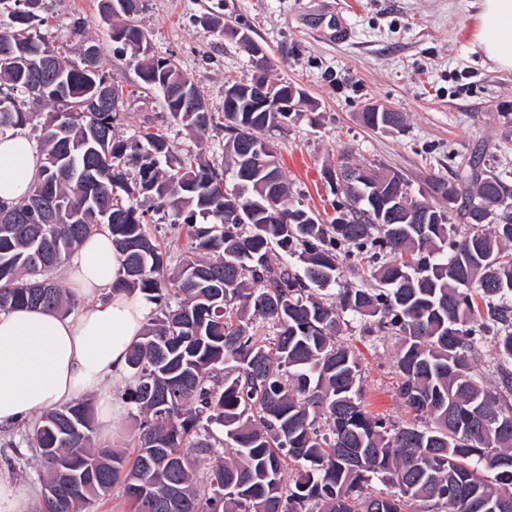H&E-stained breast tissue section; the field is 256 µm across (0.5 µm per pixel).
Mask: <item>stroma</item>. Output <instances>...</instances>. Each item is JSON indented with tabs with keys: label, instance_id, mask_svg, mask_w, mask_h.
<instances>
[{
	"label": "stroma",
	"instance_id": "obj_1",
	"mask_svg": "<svg viewBox=\"0 0 512 512\" xmlns=\"http://www.w3.org/2000/svg\"><path fill=\"white\" fill-rule=\"evenodd\" d=\"M353 31L337 43L321 0H144L138 22L152 54L173 58L198 87L211 111L224 109V78H250L251 58L229 31L247 32L268 53L269 77L305 90L317 109L276 134L283 174L295 198L334 218L335 197L323 179L339 153L362 164L375 161L399 171L412 189L429 175L453 178L478 153L512 184V72L496 70L474 46V0H334ZM45 37L66 62L81 65L86 43L97 44L103 75L119 89L113 133L130 139L143 127L163 130L176 155L202 154L223 167L224 132L205 137L172 120L157 90L140 87V56L117 48L111 25L94 0H43ZM227 25L220 33L212 19ZM380 102L403 113L402 132L380 134L358 118ZM351 320L343 335L362 366L369 411L403 424L410 415L397 396L396 339L361 333ZM24 425L0 430V478L39 495V463L21 442Z\"/></svg>",
	"mask_w": 512,
	"mask_h": 512
}]
</instances>
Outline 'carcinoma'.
<instances>
[{"instance_id":"cac0c4a2","label":"carcinoma","mask_w":512,"mask_h":512,"mask_svg":"<svg viewBox=\"0 0 512 512\" xmlns=\"http://www.w3.org/2000/svg\"><path fill=\"white\" fill-rule=\"evenodd\" d=\"M114 5L125 45L147 42L142 0H97L99 16L112 19ZM41 22L0 9V136L31 124L23 81L55 59L54 84L35 97L52 106L40 125L38 176L16 204L0 206L17 216L0 223V312L65 309L56 270L104 227L123 254L115 288L147 293L156 317L127 361L136 452L92 446L87 401L46 410L22 442L35 449L42 485L68 471L79 490L57 505L39 498L36 512H91L117 485L129 512H512V465L502 463L512 458V188L503 177L474 158L452 180L430 176L408 209L399 172L343 157L324 178L342 182L334 210L349 218L324 224L292 197L278 151L262 137L285 117L274 107L288 91L314 110L303 89L270 82L267 112L252 111L243 94L224 99L222 112H198L200 92L175 61L143 55L137 76L174 121L201 137L224 128L228 167L218 169L199 154L176 157L162 134L117 139L105 58L67 65ZM361 120L394 133L405 117L363 111ZM449 189L456 203L441 211ZM36 193L50 224L26 215ZM140 196L184 225L183 254L157 244ZM346 259L368 263L372 283L342 282ZM336 285L331 301L326 290ZM256 316L271 335L253 333ZM351 318L395 335L411 423L366 409L360 362L341 340ZM488 339L497 357L481 369L475 356ZM214 427L224 435L220 457ZM173 453L176 468L166 461ZM288 460L301 463L289 481ZM171 486L181 490L176 502Z\"/></svg>"}]
</instances>
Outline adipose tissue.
Segmentation results:
<instances>
[{
	"label": "adipose tissue",
	"mask_w": 512,
	"mask_h": 512,
	"mask_svg": "<svg viewBox=\"0 0 512 512\" xmlns=\"http://www.w3.org/2000/svg\"><path fill=\"white\" fill-rule=\"evenodd\" d=\"M475 44L499 70L512 71V0H478ZM39 166V152L24 132L1 136L0 205L15 204ZM121 263L109 232L97 230L60 270L82 300L77 312H0V426L82 395L96 397L102 422L118 415L107 385L125 375L154 308L143 293L116 289Z\"/></svg>",
	"instance_id": "1"
}]
</instances>
